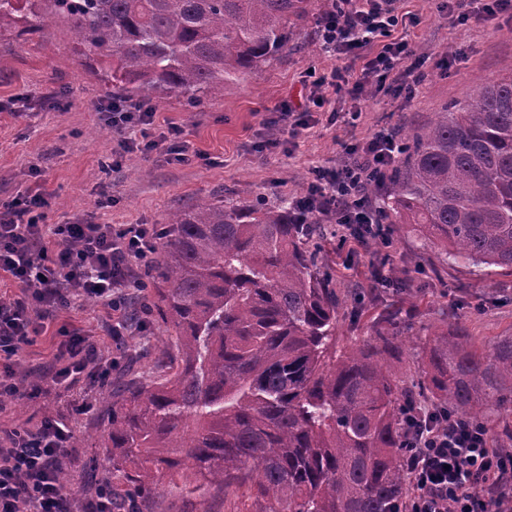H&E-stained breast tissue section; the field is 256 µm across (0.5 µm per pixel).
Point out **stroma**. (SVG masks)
<instances>
[{"label": "stroma", "mask_w": 512, "mask_h": 512, "mask_svg": "<svg viewBox=\"0 0 512 512\" xmlns=\"http://www.w3.org/2000/svg\"><path fill=\"white\" fill-rule=\"evenodd\" d=\"M400 6L418 54L428 58L414 99L371 94L354 114L343 99L332 97L317 112L314 128L290 139L286 148L266 150L270 132L262 119L280 98L298 96L309 71L323 74L352 63L321 51L311 17L297 24L276 60L241 76L224 94L197 106L175 96L157 101L161 117L182 126L194 154L191 162L127 155L122 167L109 174L101 165L119 152L120 138L96 110L106 91L73 57L69 28L53 23L42 37L28 41L2 32L0 101L24 93L30 107L23 116L0 112V205L38 188L48 195L49 224L79 217L97 224L160 225L168 212L189 209L202 197L220 195L233 202L296 198L313 169L336 163L346 146L383 127L417 128L444 105L465 99L477 80L512 75L511 17L484 16L460 25L449 21L444 0H401ZM450 52L455 62L442 66ZM322 224L327 241L319 260L342 299L337 352L361 346L395 307L409 329L401 338L402 354L386 358L385 366L406 380L417 378L422 366L423 325L459 324L486 352L499 337L512 336V272L444 262L437 249L421 245L408 224L390 225L389 245L366 247L342 242L335 220L326 218ZM108 324L93 302L55 313L15 366L18 373L37 374L38 389L0 402V432L36 427L47 410L63 417L75 437L100 431L105 404L81 409L80 387L56 384L44 370L55 360L56 332L64 325L91 336L112 363L110 378L154 365L165 341L161 324L121 336L110 335ZM64 467L71 476L69 499L77 505L112 476L100 448L73 449Z\"/></svg>", "instance_id": "1"}]
</instances>
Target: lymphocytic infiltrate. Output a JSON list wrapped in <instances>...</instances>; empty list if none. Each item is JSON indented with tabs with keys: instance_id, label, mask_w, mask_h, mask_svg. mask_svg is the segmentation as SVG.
<instances>
[{
	"instance_id": "lymphocytic-infiltrate-1",
	"label": "lymphocytic infiltrate",
	"mask_w": 512,
	"mask_h": 512,
	"mask_svg": "<svg viewBox=\"0 0 512 512\" xmlns=\"http://www.w3.org/2000/svg\"><path fill=\"white\" fill-rule=\"evenodd\" d=\"M399 24L397 0H331L317 23L320 49L362 58V66L313 76L304 101L283 98L266 125L292 136L314 127L313 112L331 92L354 102L371 91L415 96L423 60L407 37L392 38ZM97 110L123 134L124 152L187 161L182 128L159 125L152 103L104 101ZM397 150L394 130L382 128L351 146L341 162L318 169L296 200L299 223L329 216L359 245L387 241L369 188L380 184ZM47 204L37 191L0 206V276L21 290L15 298H0V356H18L49 317L88 300L110 312L111 331L121 335L126 299L141 286L133 265L149 259L162 235L154 224H49ZM61 335L50 375L73 383L98 377L102 364L89 337L77 329ZM405 421L413 488L409 512H512V456L491 448L477 425L419 406L407 411ZM72 439L69 426L51 415L36 429L18 427L7 434L0 443V512H72L60 481V462L70 456Z\"/></svg>"
}]
</instances>
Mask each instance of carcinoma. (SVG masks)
<instances>
[{
    "instance_id": "1",
    "label": "carcinoma",
    "mask_w": 512,
    "mask_h": 512,
    "mask_svg": "<svg viewBox=\"0 0 512 512\" xmlns=\"http://www.w3.org/2000/svg\"><path fill=\"white\" fill-rule=\"evenodd\" d=\"M314 0H0V32L50 22L116 97L202 102L288 48ZM384 218L473 266L512 270V76L406 135L384 177ZM294 203L206 197L169 212L147 273L159 288L135 322L166 336L152 368L112 384L98 437L112 512H165L159 494L200 503L242 491L243 512H406L403 413L424 398L485 426L512 454V336L488 353L459 326L426 331L415 387L386 369L399 312L336 355L341 307Z\"/></svg>"
}]
</instances>
